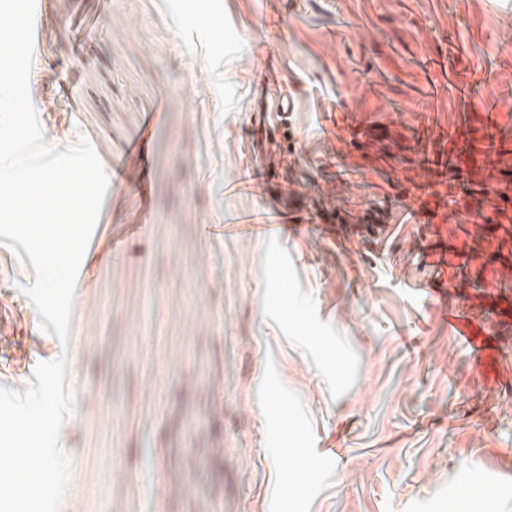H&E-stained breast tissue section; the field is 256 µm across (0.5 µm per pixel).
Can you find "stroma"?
<instances>
[{"mask_svg":"<svg viewBox=\"0 0 512 512\" xmlns=\"http://www.w3.org/2000/svg\"><path fill=\"white\" fill-rule=\"evenodd\" d=\"M40 23L45 142L84 138L104 169H126L82 261L78 345L42 331L20 291L32 264L0 244V385L25 391L64 353L79 368L62 512H448L480 486L489 512H512V199L491 231L431 199L424 259L393 215L384 242L241 225L287 210L292 191L354 223L364 184L424 183L413 128L484 116L456 77L490 78L512 134V5L41 0ZM270 163L268 193L237 188ZM452 313L479 328L473 342L450 332Z\"/></svg>","mask_w":512,"mask_h":512,"instance_id":"1","label":"stroma"}]
</instances>
